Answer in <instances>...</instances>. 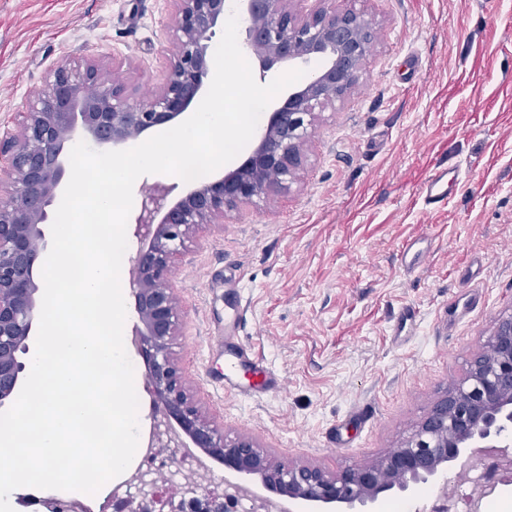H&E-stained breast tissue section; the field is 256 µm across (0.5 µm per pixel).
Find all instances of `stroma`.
<instances>
[{"mask_svg": "<svg viewBox=\"0 0 512 512\" xmlns=\"http://www.w3.org/2000/svg\"><path fill=\"white\" fill-rule=\"evenodd\" d=\"M377 43L350 99L317 114L296 181L206 228L172 274L193 401L272 463L375 460L461 382L512 314V0H368ZM172 0H0V132L65 63L129 101L163 84ZM459 168L440 208L422 185ZM432 246L419 270L404 245ZM283 378L224 390V318ZM418 317L403 324V308Z\"/></svg>", "mask_w": 512, "mask_h": 512, "instance_id": "stroma-1", "label": "stroma"}]
</instances>
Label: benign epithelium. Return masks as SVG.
I'll return each mask as SVG.
<instances>
[{
    "instance_id": "7a95c632",
    "label": "benign epithelium",
    "mask_w": 512,
    "mask_h": 512,
    "mask_svg": "<svg viewBox=\"0 0 512 512\" xmlns=\"http://www.w3.org/2000/svg\"><path fill=\"white\" fill-rule=\"evenodd\" d=\"M172 60L161 89L129 102L120 84L92 63L58 67L35 90L17 128L0 134V405L12 398L25 365L39 290L34 270L46 248L42 224L65 175L64 148L83 136L119 147L171 127L200 98L210 72L209 38L224 21L226 0H173ZM246 48L261 73L301 61L323 64L277 104L256 145L238 167L177 199L158 184L142 200L135 234L145 241L130 268L138 322L132 342L148 367L152 396L148 448H198L224 463L254 493L251 482L301 504L307 512L368 509L386 493H411L438 480L462 451L493 442L512 428V314L501 318L465 380L447 395L399 448L338 473L308 464L274 465L247 437L229 440L193 402L181 381L172 344L181 306L170 275L176 259L205 225L255 205L289 187L314 134L316 114L348 99L361 84L376 22L365 9L326 5L306 10L305 0H239ZM190 512H229L211 493L184 480Z\"/></svg>"
}]
</instances>
